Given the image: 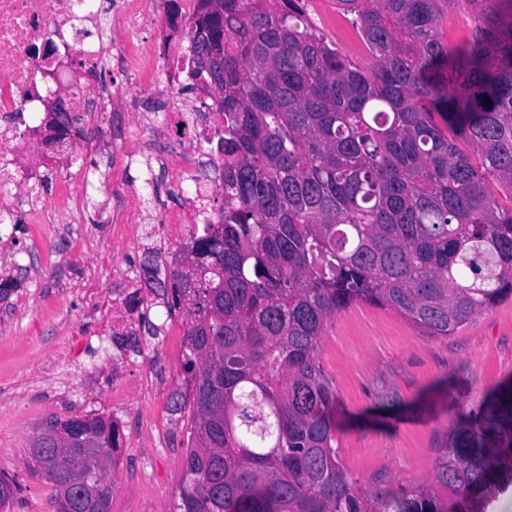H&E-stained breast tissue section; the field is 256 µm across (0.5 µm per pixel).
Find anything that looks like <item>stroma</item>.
<instances>
[{"mask_svg": "<svg viewBox=\"0 0 512 512\" xmlns=\"http://www.w3.org/2000/svg\"><path fill=\"white\" fill-rule=\"evenodd\" d=\"M310 15L328 41L350 51L355 29L334 0H313ZM109 166L129 205L152 200L141 190L143 166L115 157ZM152 201L181 204L175 196ZM106 206L90 201L78 224H30L20 213L0 233V281H18L0 304V479L19 484L10 512H54L53 487L29 470L28 447L49 417L76 415L119 419L125 446L107 472L110 512H177L190 417L172 413L169 396L184 387L185 318L169 313L142 273L152 250L160 265L172 260L157 225L132 235L122 221L101 223ZM117 311L137 332L140 355L114 338ZM151 324L157 336L148 335ZM320 362L336 387L344 467L373 484L422 482L459 414L512 378V300L446 337L355 303L331 320Z\"/></svg>", "mask_w": 512, "mask_h": 512, "instance_id": "stroma-1", "label": "stroma"}]
</instances>
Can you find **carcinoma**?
Wrapping results in <instances>:
<instances>
[{
	"mask_svg": "<svg viewBox=\"0 0 512 512\" xmlns=\"http://www.w3.org/2000/svg\"><path fill=\"white\" fill-rule=\"evenodd\" d=\"M310 0H200L190 53L217 82L224 211L165 277L146 282L188 320L171 411L192 412L180 512H467L512 487V380L448 433L433 477L361 483L335 448L322 336L356 302L448 336L512 298V0H336L361 63L326 41ZM467 7L449 49L443 20ZM224 26V58L203 54ZM491 105H486V101ZM85 420L99 469L29 446L56 512L110 504L123 443Z\"/></svg>",
	"mask_w": 512,
	"mask_h": 512,
	"instance_id": "cac0c4a2",
	"label": "carcinoma"
}]
</instances>
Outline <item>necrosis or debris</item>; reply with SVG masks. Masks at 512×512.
Masks as SVG:
<instances>
[{
	"instance_id": "1",
	"label": "necrosis or debris",
	"mask_w": 512,
	"mask_h": 512,
	"mask_svg": "<svg viewBox=\"0 0 512 512\" xmlns=\"http://www.w3.org/2000/svg\"><path fill=\"white\" fill-rule=\"evenodd\" d=\"M108 7L125 30L123 39L97 42L85 40L87 25L95 24L99 0H0V223L13 215L19 204L17 191L28 187L34 166L25 149L37 134L39 109L64 100L69 105H88L93 111L111 113L113 126H121L114 114L115 99H127L136 108L139 93L165 83L166 93L158 105L178 127L176 146L154 154L148 184L153 190L177 192L179 208L162 210L157 215L160 239L169 254H177L188 245L193 234L206 224L218 223L220 212L214 207L223 198L222 183L206 176L212 159L207 151L219 137L217 112L206 104L183 102L173 84L175 75L194 71L187 50L164 44L144 51V38L155 29L160 14L159 0H108ZM53 41V56L42 55L39 45ZM116 59L120 79L111 88L98 82V68L108 59ZM85 134L69 128L64 143L52 151L45 172L62 170L61 203L54 221L72 224L91 195H111L112 210L124 214L128 224L141 223L140 212L125 207L122 195L111 194L108 182L93 183L91 172L100 167L96 157L75 163L74 157ZM178 180H170V171ZM81 177L82 189L72 194L69 182Z\"/></svg>"
}]
</instances>
